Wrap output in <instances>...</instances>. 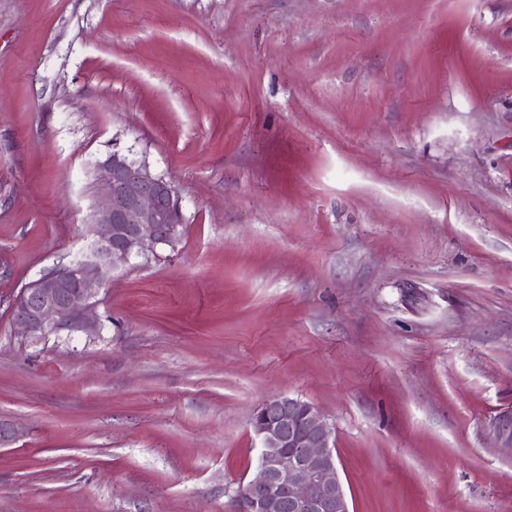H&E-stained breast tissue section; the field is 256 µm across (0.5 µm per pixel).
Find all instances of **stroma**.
<instances>
[{
	"mask_svg": "<svg viewBox=\"0 0 512 512\" xmlns=\"http://www.w3.org/2000/svg\"><path fill=\"white\" fill-rule=\"evenodd\" d=\"M116 146L178 249L25 344ZM1 267L0 512H234L277 395L353 512H512V0H0ZM490 427L496 446L512 450V410L503 411L494 416Z\"/></svg>",
	"mask_w": 512,
	"mask_h": 512,
	"instance_id": "35a3bbf8",
	"label": "stroma"
}]
</instances>
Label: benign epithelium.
<instances>
[{"instance_id": "1", "label": "benign epithelium", "mask_w": 512, "mask_h": 512, "mask_svg": "<svg viewBox=\"0 0 512 512\" xmlns=\"http://www.w3.org/2000/svg\"><path fill=\"white\" fill-rule=\"evenodd\" d=\"M102 193L84 220V259L61 264L23 286L8 303L16 335L29 344L52 336L101 334L97 313L112 272L137 258L175 250L184 215L173 182L131 152L112 150L95 167ZM490 427L495 444L512 450V410ZM262 451L256 475L240 484L236 512H351L340 477L333 427L314 405L274 396L253 418Z\"/></svg>"}]
</instances>
